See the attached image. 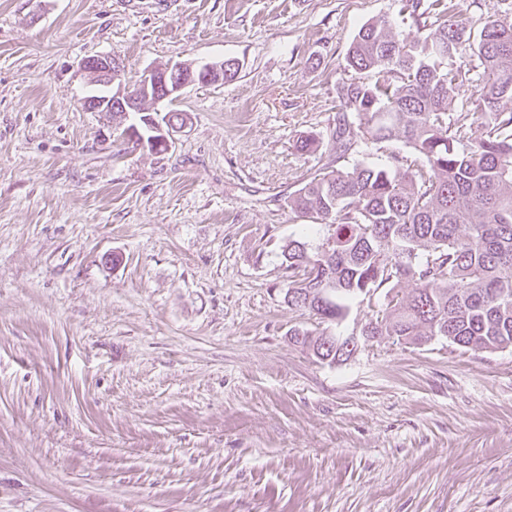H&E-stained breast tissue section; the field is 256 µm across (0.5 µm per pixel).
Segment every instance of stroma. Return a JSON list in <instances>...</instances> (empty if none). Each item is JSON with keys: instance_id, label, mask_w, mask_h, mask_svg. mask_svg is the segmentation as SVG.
I'll return each mask as SVG.
<instances>
[{"instance_id": "obj_1", "label": "stroma", "mask_w": 512, "mask_h": 512, "mask_svg": "<svg viewBox=\"0 0 512 512\" xmlns=\"http://www.w3.org/2000/svg\"><path fill=\"white\" fill-rule=\"evenodd\" d=\"M480 31L512 0H446ZM400 0H0V512H512V348L294 346L288 197L323 168L350 43ZM125 77L191 85L165 152L83 106ZM316 134V152L296 150ZM290 339L293 344L301 347L303 350L309 352L316 359L329 364H340L347 361L357 350H336V345L345 343L346 348L351 349L354 344L358 345L357 336H342L336 344L328 348L324 347L323 343H319V338L316 336H324V332H317L305 327L294 328L289 333Z\"/></svg>"}]
</instances>
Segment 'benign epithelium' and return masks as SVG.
I'll use <instances>...</instances> for the list:
<instances>
[{"mask_svg":"<svg viewBox=\"0 0 512 512\" xmlns=\"http://www.w3.org/2000/svg\"><path fill=\"white\" fill-rule=\"evenodd\" d=\"M85 72L99 77L111 87V93L104 98L89 99L86 105L94 112H124L137 110L141 95L152 96L156 102L162 104L181 95L184 87L177 84V78L182 71V64H171L163 69L161 81H152L148 76H143V81L138 83L133 91L126 90L121 82L123 63L115 55H102L83 62ZM180 125L172 123L166 127L160 125L157 128L158 137L152 140L155 147H171L174 141V131Z\"/></svg>","mask_w":512,"mask_h":512,"instance_id":"7a95c632","label":"benign epithelium"}]
</instances>
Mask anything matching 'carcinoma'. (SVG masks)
<instances>
[{"label": "carcinoma", "mask_w": 512, "mask_h": 512, "mask_svg": "<svg viewBox=\"0 0 512 512\" xmlns=\"http://www.w3.org/2000/svg\"><path fill=\"white\" fill-rule=\"evenodd\" d=\"M442 0H402L399 14L420 38L399 37L388 21L360 27L346 57L357 77L336 85L342 111L331 150L343 157L359 140L401 138L415 160L393 157L380 166L357 161L323 171L288 196L299 217L327 228L319 243L290 239L282 246L288 304L322 323H340L348 301L381 288L414 282L386 303L361 335L406 345L436 337L462 350L512 347V20L493 19L477 36L452 17L428 27ZM477 56L481 85L466 99L472 111L450 112L469 82L456 65L463 51ZM143 102L136 135L149 149ZM484 135L472 136L475 120ZM319 332L294 328L293 344L330 364L355 350L328 348Z\"/></svg>", "instance_id": "cac0c4a2"}]
</instances>
